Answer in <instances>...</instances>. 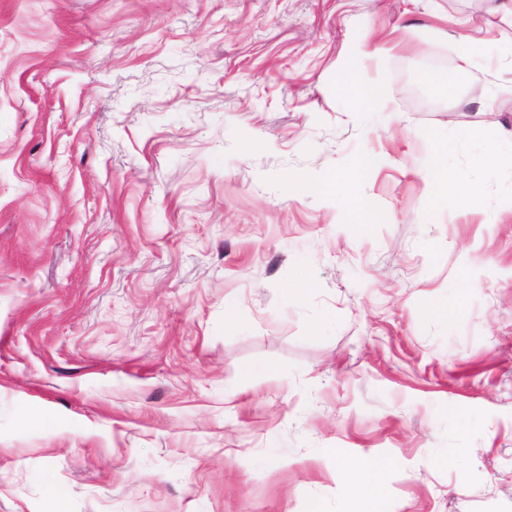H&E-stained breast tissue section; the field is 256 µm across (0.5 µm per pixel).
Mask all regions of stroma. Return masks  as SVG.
<instances>
[{
	"label": "stroma",
	"mask_w": 512,
	"mask_h": 512,
	"mask_svg": "<svg viewBox=\"0 0 512 512\" xmlns=\"http://www.w3.org/2000/svg\"><path fill=\"white\" fill-rule=\"evenodd\" d=\"M510 132L512 0H0V512H512ZM427 177L437 197L448 199L472 200L476 197V188L463 186L456 174L448 168L447 152H437L431 159ZM390 463L377 458H364L347 473L348 484L360 508L357 512H379V501L383 495L385 472Z\"/></svg>",
	"instance_id": "1"
}]
</instances>
